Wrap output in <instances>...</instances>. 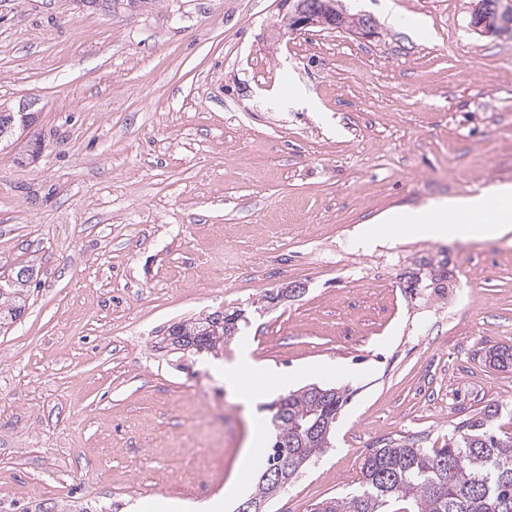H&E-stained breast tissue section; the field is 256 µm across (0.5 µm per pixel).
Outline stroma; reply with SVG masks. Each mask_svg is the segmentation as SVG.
I'll return each mask as SVG.
<instances>
[{
  "label": "stroma",
  "mask_w": 512,
  "mask_h": 512,
  "mask_svg": "<svg viewBox=\"0 0 512 512\" xmlns=\"http://www.w3.org/2000/svg\"><path fill=\"white\" fill-rule=\"evenodd\" d=\"M278 3L0 0V106L32 105L45 144L0 150V281L34 268L0 328V512L250 495L254 420L311 383L351 397L266 512L357 492L363 451L441 447L492 402L512 434V367L488 360L512 344V231L351 244L386 211L512 185V32L473 30L472 0H343L375 37L289 35ZM238 308L218 355L162 349L173 323ZM246 348L272 370L248 406L224 383Z\"/></svg>",
  "instance_id": "35a3bbf8"
}]
</instances>
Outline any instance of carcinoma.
<instances>
[{"mask_svg": "<svg viewBox=\"0 0 512 512\" xmlns=\"http://www.w3.org/2000/svg\"><path fill=\"white\" fill-rule=\"evenodd\" d=\"M155 0H112V13L144 11ZM32 277L0 288V325L19 320L26 308ZM239 330L214 314L169 331L177 350L217 353ZM498 368L512 365V346L489 351ZM348 401L335 387L307 385L271 405L273 439L262 455L263 471L278 473L288 482L331 444L338 413ZM500 406L484 407L462 422L440 448L389 441L360 455V490L350 496L330 497L313 512H512V434L497 426ZM275 498L272 483L259 479L249 499L267 505Z\"/></svg>", "mask_w": 512, "mask_h": 512, "instance_id": "carcinoma-1", "label": "carcinoma"}]
</instances>
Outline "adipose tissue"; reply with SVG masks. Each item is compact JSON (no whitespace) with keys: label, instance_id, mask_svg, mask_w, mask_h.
<instances>
[{"label":"adipose tissue","instance_id":"ef3b65f1","mask_svg":"<svg viewBox=\"0 0 512 512\" xmlns=\"http://www.w3.org/2000/svg\"><path fill=\"white\" fill-rule=\"evenodd\" d=\"M378 220L383 234H374L368 225H359L352 238L355 247L366 250L384 244L402 225L416 236L433 240L493 239L512 230V186L500 187L490 196L446 199L425 211L390 210L379 215Z\"/></svg>","mask_w":512,"mask_h":512}]
</instances>
